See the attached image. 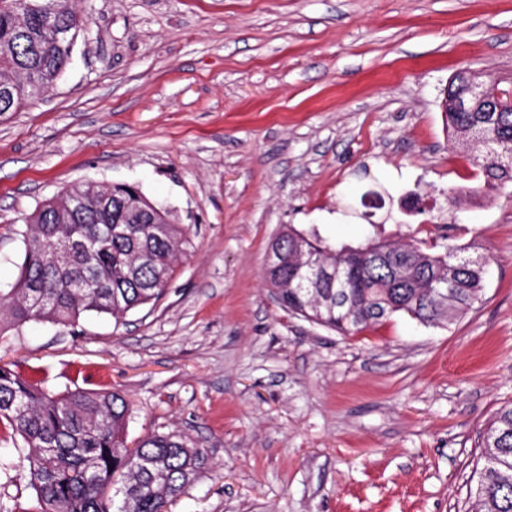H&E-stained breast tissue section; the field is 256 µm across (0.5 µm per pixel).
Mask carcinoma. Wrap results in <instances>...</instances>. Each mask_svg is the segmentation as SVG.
Listing matches in <instances>:
<instances>
[{
    "label": "carcinoma",
    "instance_id": "obj_1",
    "mask_svg": "<svg viewBox=\"0 0 512 512\" xmlns=\"http://www.w3.org/2000/svg\"><path fill=\"white\" fill-rule=\"evenodd\" d=\"M81 0H0V113L32 105L70 61L87 14ZM453 134L476 147L485 181L512 183V111L448 112ZM20 276L0 294V316L75 326L93 312L115 319L155 304L173 263L189 243L185 230L133 185L75 184L26 218ZM285 269L312 260L348 274L347 302L325 278L280 287L264 271L278 303L343 334L406 314L422 324L451 323L478 301L485 264L448 246L440 254L413 244L370 240L333 246L292 227L270 242ZM130 404L116 390L59 392L0 363V432L20 440V477L34 492L27 512H168L195 483L207 454L178 433L152 434L127 446ZM484 463L475 471L470 512H512V404L482 432Z\"/></svg>",
    "mask_w": 512,
    "mask_h": 512
}]
</instances>
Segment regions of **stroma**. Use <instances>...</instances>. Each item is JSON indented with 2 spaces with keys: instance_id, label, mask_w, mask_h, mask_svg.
Segmentation results:
<instances>
[{
  "instance_id": "35a3bbf8",
  "label": "stroma",
  "mask_w": 512,
  "mask_h": 512,
  "mask_svg": "<svg viewBox=\"0 0 512 512\" xmlns=\"http://www.w3.org/2000/svg\"><path fill=\"white\" fill-rule=\"evenodd\" d=\"M463 69L512 80V0H94L56 84L0 114V289L25 217L77 183L137 186L190 243L156 304L9 328L0 360L122 391L128 443L204 448L169 512H466L512 402V185L485 190L447 130ZM288 225L463 247L490 273L450 324L341 335L264 280Z\"/></svg>"
}]
</instances>
